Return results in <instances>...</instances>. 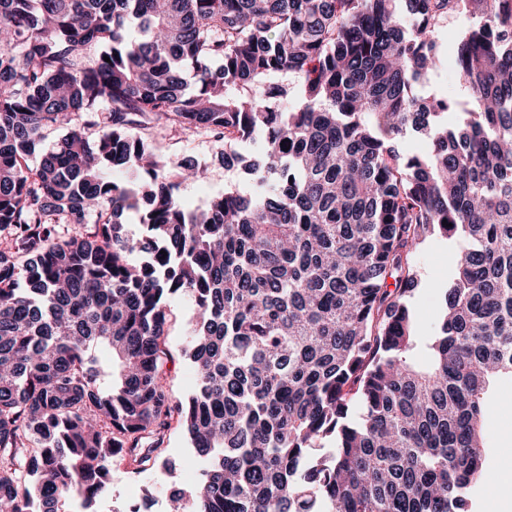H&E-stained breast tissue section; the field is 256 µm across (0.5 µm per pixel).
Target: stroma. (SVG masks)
<instances>
[{"instance_id": "obj_1", "label": "stroma", "mask_w": 512, "mask_h": 512, "mask_svg": "<svg viewBox=\"0 0 512 512\" xmlns=\"http://www.w3.org/2000/svg\"><path fill=\"white\" fill-rule=\"evenodd\" d=\"M222 150V145L201 135L171 141L167 150L170 164L202 158L209 162L205 179L190 181L181 187L187 207L200 205L206 197L228 185L248 186L249 177L241 168L224 166L219 158ZM457 249L454 240L437 235L427 239L413 258L419 286L412 307L421 335H430L436 328L442 304L440 287L452 274ZM194 315L195 309L188 299L176 298L169 304L166 324L169 356L163 371L172 395L178 398L186 395L195 383L194 369L181 353ZM490 398L493 407L484 421L483 434L484 468L491 478L474 488L470 512H512V489L504 483L505 474L512 473V381L499 383ZM161 456L163 465L145 473L139 472L131 458H113L115 480L108 495L98 503L99 512H126L133 503L139 504L140 512H167L171 491L192 485L203 463L193 449L188 448L182 429L175 421L164 435Z\"/></svg>"}]
</instances>
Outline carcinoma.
Segmentation results:
<instances>
[{
    "mask_svg": "<svg viewBox=\"0 0 512 512\" xmlns=\"http://www.w3.org/2000/svg\"><path fill=\"white\" fill-rule=\"evenodd\" d=\"M450 13L454 126L416 92ZM161 134L224 143L250 190L186 208L205 169L168 166ZM435 232L460 246L420 366L407 297ZM175 295L196 310L181 399ZM503 378L512 0H0V512H91L112 457L160 463L174 416L205 460L171 492L191 512H469ZM194 315V306L187 298H175L169 304L165 328L169 356L163 371L170 392L177 398L186 395L195 383L194 369L181 353V346L186 336H189Z\"/></svg>",
    "mask_w": 512,
    "mask_h": 512,
    "instance_id": "obj_1",
    "label": "carcinoma"
}]
</instances>
